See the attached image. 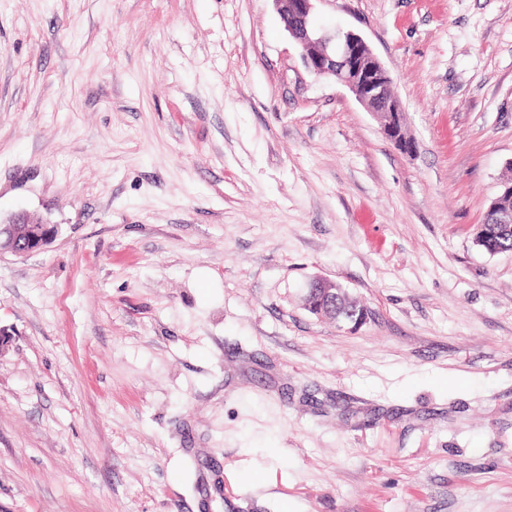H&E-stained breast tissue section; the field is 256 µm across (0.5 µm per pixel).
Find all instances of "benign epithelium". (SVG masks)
<instances>
[{"mask_svg":"<svg viewBox=\"0 0 512 512\" xmlns=\"http://www.w3.org/2000/svg\"><path fill=\"white\" fill-rule=\"evenodd\" d=\"M288 38L302 49L305 69L317 78L344 86L369 112L382 118L385 136L401 150L412 153L415 143L405 132V115L400 102L387 96L392 85L389 71L364 37L353 31L327 30L312 18L316 0H271ZM58 226L26 212L0 219V254L25 257L48 244ZM305 309L319 319L350 328L367 321L368 309L345 288L323 277L312 278L304 297Z\"/></svg>","mask_w":512,"mask_h":512,"instance_id":"1","label":"benign epithelium"}]
</instances>
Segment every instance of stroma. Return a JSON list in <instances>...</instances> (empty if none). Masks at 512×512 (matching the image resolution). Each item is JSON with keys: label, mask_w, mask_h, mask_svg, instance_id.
<instances>
[{"label": "stroma", "mask_w": 512, "mask_h": 512, "mask_svg": "<svg viewBox=\"0 0 512 512\" xmlns=\"http://www.w3.org/2000/svg\"><path fill=\"white\" fill-rule=\"evenodd\" d=\"M314 14L413 153L271 0H0V512H512V0ZM288 38L302 49L305 69L316 78L344 86L369 112L380 115L385 136L406 153L415 143L405 132V115L391 92L392 78L364 37L353 31L327 30L312 18L317 0H271ZM390 90L391 97L387 96ZM484 227L486 229L487 240L489 245L495 250L490 251L486 246L483 235V224H477L473 229V240L480 242L491 255L498 253L512 252V223L497 224V216L495 213L486 212L484 218ZM497 251V252H496ZM58 233L57 224L18 212L6 220L0 217V254L25 257L48 244ZM304 306L317 318L350 325V329L365 325L368 318L367 307L356 296L345 288H336V282L323 277H313L309 281ZM358 312L360 316L355 324L350 316Z\"/></svg>", "instance_id": "obj_1"}]
</instances>
